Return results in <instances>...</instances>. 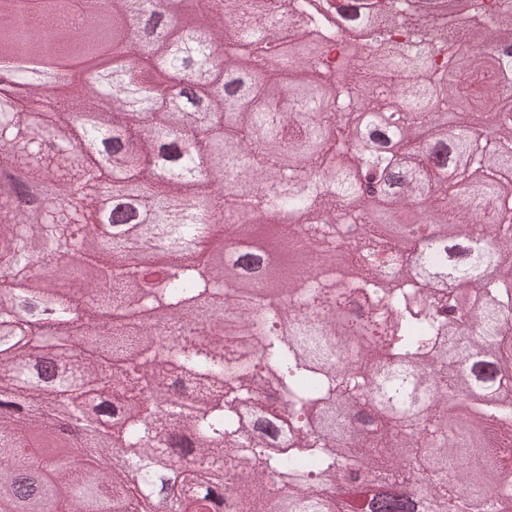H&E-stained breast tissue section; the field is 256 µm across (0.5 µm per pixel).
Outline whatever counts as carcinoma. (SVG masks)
<instances>
[{
    "label": "carcinoma",
    "mask_w": 512,
    "mask_h": 512,
    "mask_svg": "<svg viewBox=\"0 0 512 512\" xmlns=\"http://www.w3.org/2000/svg\"><path fill=\"white\" fill-rule=\"evenodd\" d=\"M139 2L151 67L88 78L82 102L42 124L0 108V173L27 177L0 184V512H138L109 467L117 448L145 499L160 493L155 458L182 469L171 512H341L359 498L364 512H512V0L460 12L441 0H209L169 22L168 39L154 37L162 0ZM11 8L0 0L4 47L70 58L69 41L6 23ZM127 9L112 0L110 31L78 20L86 44L134 51ZM371 24L375 45L340 61L289 59L274 38L278 27L341 54ZM11 80L4 89L36 97L34 80ZM79 110L98 121L63 150L52 127ZM352 112L389 138L350 144ZM48 183L63 200L25 222L13 193ZM111 185L127 199L100 212ZM383 190L390 209L433 225L420 265L458 288L437 294L398 270L404 253L377 223ZM271 214L280 247L302 240L313 268L284 271L290 304L256 292L221 328L210 314L242 278L262 281L232 256L203 263L210 227L246 241ZM344 224L362 225L369 248L344 244ZM142 225L169 258L149 288L133 287L151 273L126 259ZM103 256L108 291L77 314L54 280ZM102 305L164 310L170 323L129 334L100 322ZM346 307L355 325L339 330ZM42 310L69 328L43 331ZM66 416L78 444L59 435Z\"/></svg>",
    "instance_id": "carcinoma-1"
}]
</instances>
